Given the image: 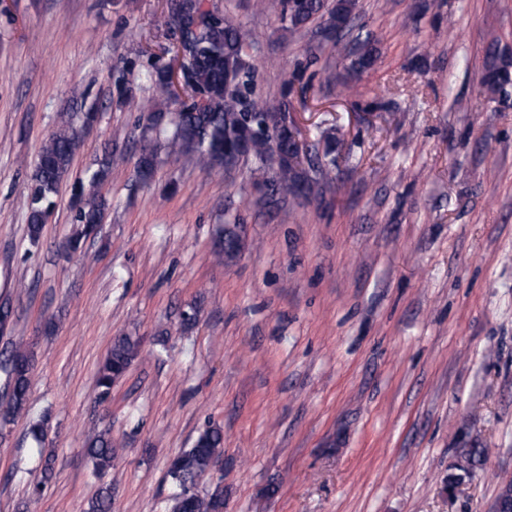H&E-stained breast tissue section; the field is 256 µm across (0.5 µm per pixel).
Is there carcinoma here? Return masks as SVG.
Wrapping results in <instances>:
<instances>
[{
  "mask_svg": "<svg viewBox=\"0 0 512 512\" xmlns=\"http://www.w3.org/2000/svg\"><path fill=\"white\" fill-rule=\"evenodd\" d=\"M281 21L288 30H298L312 22L323 9L325 0H281ZM357 0H332L328 9L324 38L339 46L344 33L352 29ZM183 47L191 58L189 80L190 102L172 113L173 131L167 138L172 152L189 155L203 169L222 165L228 169L241 161L253 163V185L263 191L266 206H279L295 200L310 190V179L301 162L307 156L296 141L299 131L289 117L288 102L251 96L250 64L247 61L246 36L234 21L218 12L181 33ZM378 51L370 39H356L348 68L362 73L376 62ZM154 82L161 99L155 103L153 129L163 133V107L170 100L166 76L158 69ZM480 85L505 101L512 85V61L492 55ZM77 148L73 117L60 116L54 131L41 149L33 174L35 183L28 233L31 242L38 241L48 219L52 201L63 178L69 173ZM336 169L335 146L327 142L316 172L328 182ZM104 200L96 191L81 193L79 225L68 241L76 252L91 230L101 224ZM237 226L224 228V241L213 252L222 262L239 249ZM141 342L136 336H117L99 370L97 389L107 398L116 378L140 356ZM32 357L22 346L14 344L0 352V371L6 376L9 402L4 410L7 423L27 411L31 387ZM224 442L221 428L210 425L190 448L182 449L170 462L167 477L176 488L168 500V512H224V490L217 485L211 491L199 492L197 485L210 475L215 456ZM117 444L107 431H90L85 449L97 469L103 471L112 463ZM52 460L44 462L42 479L34 484L26 512H33L46 483L52 476ZM89 512H112V486L99 488L89 504Z\"/></svg>",
  "mask_w": 512,
  "mask_h": 512,
  "instance_id": "1",
  "label": "carcinoma"
}]
</instances>
